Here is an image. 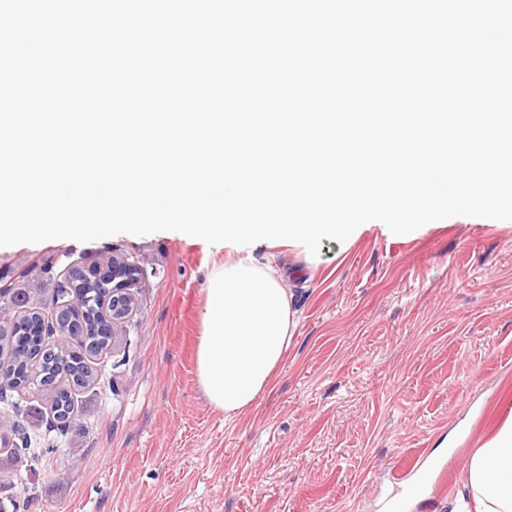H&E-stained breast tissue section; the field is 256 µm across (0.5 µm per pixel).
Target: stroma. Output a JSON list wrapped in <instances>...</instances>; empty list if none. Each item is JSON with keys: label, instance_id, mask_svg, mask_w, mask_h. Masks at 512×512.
<instances>
[{"label": "stroma", "instance_id": "obj_1", "mask_svg": "<svg viewBox=\"0 0 512 512\" xmlns=\"http://www.w3.org/2000/svg\"><path fill=\"white\" fill-rule=\"evenodd\" d=\"M118 256L141 270L136 307L94 382L74 394L66 432L49 399L23 395L31 461L0 450V512H449L469 460L512 411V220L454 216L411 237L375 225L327 243L291 280L300 323L272 385L225 417L201 395L195 354L211 270L229 248L162 231L77 247L0 252V276L53 315L56 282ZM51 258V272L22 276ZM448 472L408 494L418 457Z\"/></svg>", "mask_w": 512, "mask_h": 512}]
</instances>
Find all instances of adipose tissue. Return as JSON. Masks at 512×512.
Instances as JSON below:
<instances>
[{"instance_id":"adipose-tissue-1","label":"adipose tissue","mask_w":512,"mask_h":512,"mask_svg":"<svg viewBox=\"0 0 512 512\" xmlns=\"http://www.w3.org/2000/svg\"><path fill=\"white\" fill-rule=\"evenodd\" d=\"M270 263L244 257L215 268L205 289L196 377L225 417L247 413L292 344L299 311L293 289ZM450 512H512V415L473 453Z\"/></svg>"}]
</instances>
